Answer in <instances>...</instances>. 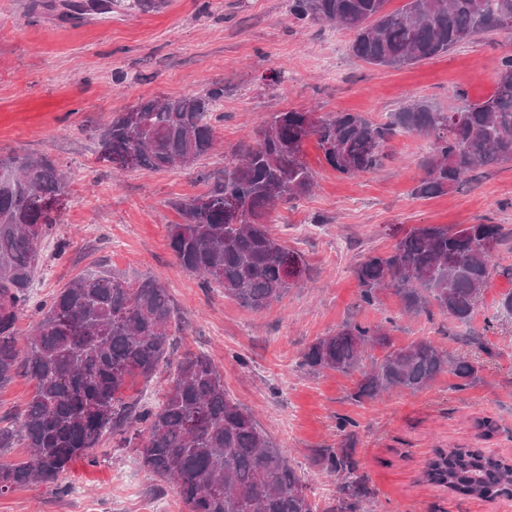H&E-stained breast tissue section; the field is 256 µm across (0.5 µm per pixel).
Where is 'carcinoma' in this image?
I'll list each match as a JSON object with an SVG mask.
<instances>
[{
    "label": "carcinoma",
    "instance_id": "obj_1",
    "mask_svg": "<svg viewBox=\"0 0 512 512\" xmlns=\"http://www.w3.org/2000/svg\"><path fill=\"white\" fill-rule=\"evenodd\" d=\"M126 2L147 10L156 0H105L92 13L74 0H35L33 7L60 8L57 20L76 25ZM288 0L299 20L333 23L353 34L350 52L379 67L401 69L446 54L480 33L503 29L512 0ZM224 86L211 84L181 97H157L112 119L99 139L100 158L114 163L127 155L136 167H191L214 150L212 123ZM308 111L276 112L250 144L241 146L223 175L202 194L174 204L181 222L168 228L178 262L210 287L254 311L279 301L295 287L282 254L304 265L268 228L281 204L309 195L315 176L303 158L315 139L325 162L354 176L374 172L388 159L398 134L431 140L414 195L446 194L468 176L493 164L512 162V55L501 59L494 92L443 112L414 99L376 123L357 112H328L310 122ZM67 196V182L46 156L0 155V387L18 369L34 392L18 425L0 427V451L23 442L27 459L0 465V494L33 482L50 484L106 434H126L124 447L138 450L143 466L175 483L187 512H318L309 487L254 416L224 388V376L205 354L185 357L155 405L129 402L130 381H149L165 359L175 324L167 289L152 275L128 280L101 268L87 272L38 304V322L27 349L17 348V321L29 302L38 272L39 247L58 223L48 203ZM499 224L420 225L387 256L369 255L355 269L360 300L375 305L389 289L402 313L437 312L467 325L489 287L497 255L484 243H500ZM387 323L343 324L313 341L301 355L309 371L360 372L355 397L376 399L394 392L419 393L444 372L463 391L481 365L441 349L428 339L397 345ZM383 356L363 365L367 348ZM311 464L340 479L336 503L325 512H363L371 495L352 448H319ZM427 482L486 500L512 498V462L480 448L438 449L425 470Z\"/></svg>",
    "mask_w": 512,
    "mask_h": 512
}]
</instances>
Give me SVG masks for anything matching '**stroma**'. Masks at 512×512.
I'll return each instance as SVG.
<instances>
[{
    "instance_id": "35a3bbf8",
    "label": "stroma",
    "mask_w": 512,
    "mask_h": 512,
    "mask_svg": "<svg viewBox=\"0 0 512 512\" xmlns=\"http://www.w3.org/2000/svg\"><path fill=\"white\" fill-rule=\"evenodd\" d=\"M146 11L116 8L108 18L73 28L31 0H0V154H40L68 176L69 202L55 240L42 245L30 304L17 329L29 334L35 306L98 261L134 279L148 273L166 286L180 323L166 361L150 381L127 394L154 404L177 364L209 355L229 394L251 412L304 473L320 507L334 505L337 485L312 466L315 449L337 447L338 419L355 421V457L372 491L366 512H500L501 502L465 497L430 484L423 471L436 449L479 448L512 459V319L497 315L512 291V163L471 175L435 197L413 190L428 154L427 137L401 134L376 172L342 175L324 161L315 140L304 159L317 186L279 206L271 233L304 259L303 287L256 312L226 298L184 269L167 240L179 223L174 201L203 193L243 141L272 113L311 109L359 112L388 121L416 98L441 111L476 100L495 86L498 64L512 53V32H490L448 53L399 70L377 69L349 52L348 31L298 23L288 0H159ZM226 92L216 122V152L191 168L120 170L99 158V134L114 116L157 96H187L210 82ZM499 224L508 234L500 267L462 325L435 315L408 318L393 292L378 304L359 300L354 269L368 254H389L420 224ZM394 319L401 345L419 338L465 353L477 336L494 348L479 381L455 391L440 374L428 390L357 402L359 373L310 372L301 351L347 322ZM496 421L480 439L476 421ZM0 512H186L177 487L144 468L120 435L77 459L56 483H33L0 495Z\"/></svg>"
}]
</instances>
